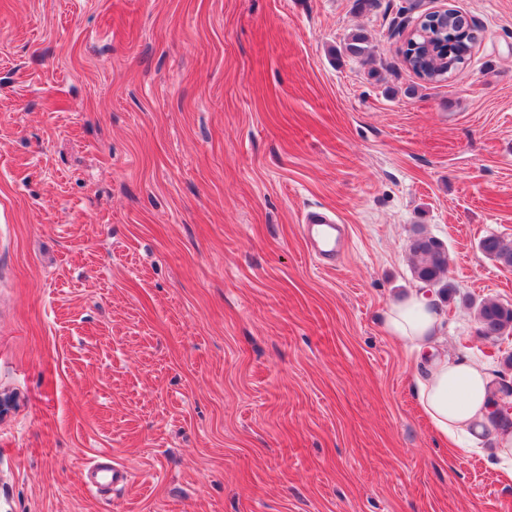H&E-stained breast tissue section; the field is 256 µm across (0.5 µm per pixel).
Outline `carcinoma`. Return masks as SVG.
Returning <instances> with one entry per match:
<instances>
[{
  "mask_svg": "<svg viewBox=\"0 0 512 512\" xmlns=\"http://www.w3.org/2000/svg\"><path fill=\"white\" fill-rule=\"evenodd\" d=\"M476 32L475 26L464 25L451 11L448 20L437 29L429 21H423L420 32L413 36L414 49L405 50L407 67L426 83L445 79L461 70L470 58ZM345 49L352 55L364 56L369 53L367 38L354 34L347 40ZM480 249L486 257L512 269V242L487 235L480 241ZM407 251L411 273L417 281L431 282L441 295L455 292V284L449 277L448 249L440 239L417 228L408 240ZM475 318L478 334L486 339L512 335V304L482 301L475 308Z\"/></svg>",
  "mask_w": 512,
  "mask_h": 512,
  "instance_id": "1",
  "label": "carcinoma"
}]
</instances>
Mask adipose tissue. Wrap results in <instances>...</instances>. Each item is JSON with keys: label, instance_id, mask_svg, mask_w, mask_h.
<instances>
[{"label": "adipose tissue", "instance_id": "obj_1", "mask_svg": "<svg viewBox=\"0 0 512 512\" xmlns=\"http://www.w3.org/2000/svg\"><path fill=\"white\" fill-rule=\"evenodd\" d=\"M385 329L428 362L426 376L417 383L416 399L434 430L456 447L476 446L495 403L486 367L466 357H432L440 319L433 299L424 291L395 302L386 315Z\"/></svg>", "mask_w": 512, "mask_h": 512}]
</instances>
